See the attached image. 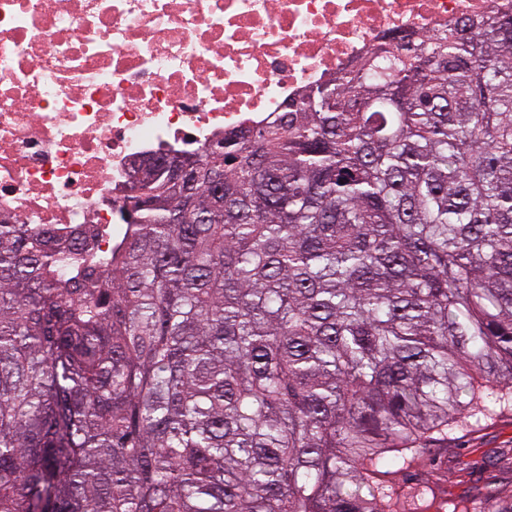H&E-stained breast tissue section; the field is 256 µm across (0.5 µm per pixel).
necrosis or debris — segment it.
I'll return each instance as SVG.
<instances>
[{
    "label": "necrosis or debris",
    "mask_w": 512,
    "mask_h": 512,
    "mask_svg": "<svg viewBox=\"0 0 512 512\" xmlns=\"http://www.w3.org/2000/svg\"><path fill=\"white\" fill-rule=\"evenodd\" d=\"M512 0H0V222L110 254L135 165L267 124L397 31Z\"/></svg>",
    "instance_id": "4bbe7bcc"
}]
</instances>
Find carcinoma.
Instances as JSON below:
<instances>
[{"label": "carcinoma", "instance_id": "carcinoma-1", "mask_svg": "<svg viewBox=\"0 0 512 512\" xmlns=\"http://www.w3.org/2000/svg\"><path fill=\"white\" fill-rule=\"evenodd\" d=\"M179 165L108 256L0 223V512H512L394 480L512 405V14Z\"/></svg>", "mask_w": 512, "mask_h": 512}]
</instances>
